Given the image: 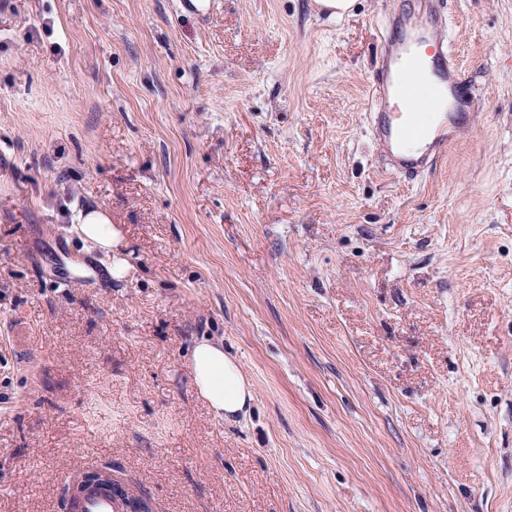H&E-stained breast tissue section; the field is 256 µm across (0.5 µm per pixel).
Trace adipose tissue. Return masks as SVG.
I'll list each match as a JSON object with an SVG mask.
<instances>
[{"instance_id":"ef3b65f1","label":"adipose tissue","mask_w":512,"mask_h":512,"mask_svg":"<svg viewBox=\"0 0 512 512\" xmlns=\"http://www.w3.org/2000/svg\"><path fill=\"white\" fill-rule=\"evenodd\" d=\"M189 365L199 393L217 416L227 419L248 408L253 399L252 390L222 346L200 342L192 350Z\"/></svg>"}]
</instances>
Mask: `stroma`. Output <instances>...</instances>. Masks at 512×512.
Segmentation results:
<instances>
[{
    "label": "stroma",
    "mask_w": 512,
    "mask_h": 512,
    "mask_svg": "<svg viewBox=\"0 0 512 512\" xmlns=\"http://www.w3.org/2000/svg\"><path fill=\"white\" fill-rule=\"evenodd\" d=\"M446 2L472 126L407 182L368 108L415 0H0V512L107 465L155 512H512V0ZM79 231L86 241L101 249H112L120 242V234L112 226V220L108 214L89 210L82 218L79 217ZM189 365L198 392L217 416L228 419L249 407L253 399L250 385L221 345L200 342L192 350Z\"/></svg>",
    "instance_id": "1"
}]
</instances>
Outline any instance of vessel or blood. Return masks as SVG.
<instances>
[{
	"mask_svg": "<svg viewBox=\"0 0 512 512\" xmlns=\"http://www.w3.org/2000/svg\"><path fill=\"white\" fill-rule=\"evenodd\" d=\"M418 3L417 13L384 21L382 63L369 108L372 137L392 171L409 179L425 171L437 154L467 129L474 99L470 89L456 82L458 66L446 37L433 24L442 0ZM413 70L433 77L436 95L430 98V105L445 99L452 102V111L439 113L435 126L426 125L419 114L411 112L413 99L403 93ZM71 512H120V505L104 494L85 495L72 502Z\"/></svg>",
	"mask_w": 512,
	"mask_h": 512,
	"instance_id": "b4317fda",
	"label": "vessel or blood"
}]
</instances>
